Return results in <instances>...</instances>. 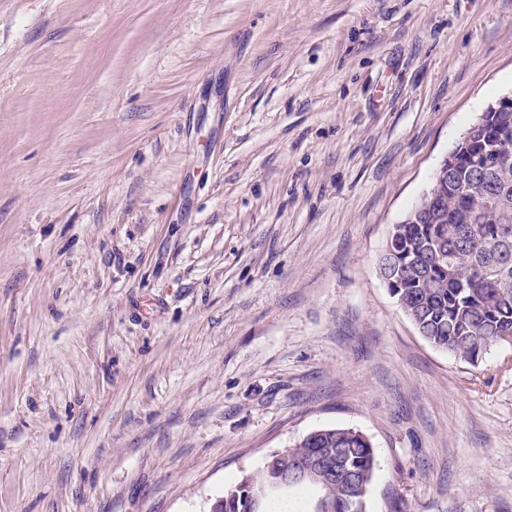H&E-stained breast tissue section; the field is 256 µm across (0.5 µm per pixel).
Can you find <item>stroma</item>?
Masks as SVG:
<instances>
[{"mask_svg": "<svg viewBox=\"0 0 512 512\" xmlns=\"http://www.w3.org/2000/svg\"><path fill=\"white\" fill-rule=\"evenodd\" d=\"M512 92V0H0V512H209L351 427L367 512H512V346L377 272Z\"/></svg>", "mask_w": 512, "mask_h": 512, "instance_id": "obj_1", "label": "stroma"}]
</instances>
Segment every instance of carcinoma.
<instances>
[{"instance_id":"cac0c4a2","label":"carcinoma","mask_w":512,"mask_h":512,"mask_svg":"<svg viewBox=\"0 0 512 512\" xmlns=\"http://www.w3.org/2000/svg\"><path fill=\"white\" fill-rule=\"evenodd\" d=\"M500 146L507 160L486 159V171L471 175L485 144ZM456 184H446L436 206L413 221L396 225L394 273L390 292L410 320H419L425 339L453 356L474 363L503 335L512 336V122L485 113L480 134L466 152L448 154ZM305 461L340 456L344 473L357 483L332 479L320 486L275 487L277 474L264 466L224 491L237 493L224 512H313L320 501L327 512H350L347 502L366 497L377 467L375 449L357 430L323 428L293 445ZM264 491L259 501L241 487Z\"/></svg>"}]
</instances>
